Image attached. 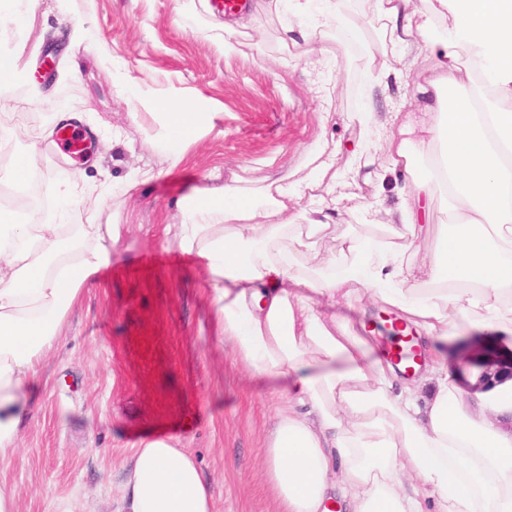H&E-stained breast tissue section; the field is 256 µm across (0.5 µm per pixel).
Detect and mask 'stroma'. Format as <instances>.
Masks as SVG:
<instances>
[{
    "instance_id": "stroma-1",
    "label": "stroma",
    "mask_w": 512,
    "mask_h": 512,
    "mask_svg": "<svg viewBox=\"0 0 512 512\" xmlns=\"http://www.w3.org/2000/svg\"><path fill=\"white\" fill-rule=\"evenodd\" d=\"M352 26L253 7L233 50L214 0H0V47L13 50L22 78L0 102V193L13 189L12 163L27 153L40 181V224H117L112 264L84 287L64 338L45 366V384L20 425L15 457L0 466L17 512H120L132 444L147 432L178 435L214 492L215 512H280L263 476V450L279 396L253 379L213 337L206 276L174 241L181 206L194 192L244 178L255 186L305 178L312 150L335 146L345 168L359 120L385 123L417 104L430 62L418 44L405 65L357 59L382 40L358 0ZM298 42L284 38V27ZM61 51L55 81L39 80L48 41ZM211 113V122L170 167L157 99ZM72 113L95 133L90 159L65 158L48 129ZM385 142L366 154L364 180L303 199L332 216L325 248L375 201L380 179L390 202L410 177L384 176ZM156 171L149 182L135 172Z\"/></svg>"
}]
</instances>
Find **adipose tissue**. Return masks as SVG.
<instances>
[{
  "instance_id": "adipose-tissue-1",
  "label": "adipose tissue",
  "mask_w": 512,
  "mask_h": 512,
  "mask_svg": "<svg viewBox=\"0 0 512 512\" xmlns=\"http://www.w3.org/2000/svg\"><path fill=\"white\" fill-rule=\"evenodd\" d=\"M373 10L394 62L429 40L418 92L432 120L384 137L367 127L341 173L319 149L295 185L198 192L176 244L206 261L219 338L284 396L263 454L281 512H429L428 501L430 512H512V378L472 393L436 353L418 410L415 386L398 385L355 322L322 309L367 297L442 344L512 335V0H373ZM158 106L175 166L210 115L171 98ZM382 137L387 170L413 178L410 202L391 207L379 192L360 220L380 232L351 230L323 253L325 223L301 200L356 183ZM436 145L437 178L414 177ZM440 190L448 223L421 225ZM118 238L115 227L31 223L0 206V464L14 456L69 309L111 265ZM123 502L125 512H213L196 459L162 431L137 443Z\"/></svg>"
}]
</instances>
